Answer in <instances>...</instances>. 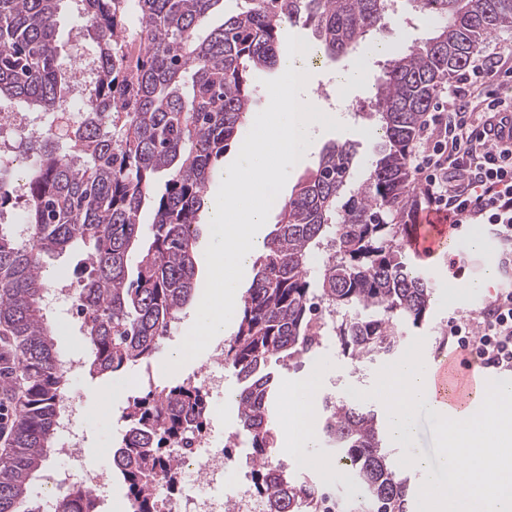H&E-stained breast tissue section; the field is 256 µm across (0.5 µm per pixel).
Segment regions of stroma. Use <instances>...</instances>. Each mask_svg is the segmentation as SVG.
<instances>
[{
	"label": "stroma",
	"instance_id": "stroma-1",
	"mask_svg": "<svg viewBox=\"0 0 512 512\" xmlns=\"http://www.w3.org/2000/svg\"><path fill=\"white\" fill-rule=\"evenodd\" d=\"M438 19L430 14H411L393 20L386 28L378 31L374 40L391 45L393 55H403L409 46L426 41L433 37L438 26ZM83 26L82 19L77 15L72 0H62L57 16V45L59 60L63 68H70L77 58L74 43L75 34ZM382 58L371 52L369 43H361L349 56L332 59L319 58L317 63L310 66L309 82L311 86L319 84H333L334 74L337 70L348 68L351 65H360L364 76L360 85L347 88L339 93L341 103L348 105V113L342 114L343 130L327 131L316 129L313 144L307 159L299 166L293 167L284 186L285 191H292L294 185L317 161L322 148L334 141H351L358 147V166L366 168L375 155V147L379 141L374 129L376 123L369 119L368 113L372 109L370 91L382 75ZM466 258L465 272L461 279L465 282H480L485 288L486 298H493L498 289L505 283L503 273L489 275V258L484 252L462 244L457 248ZM418 265L424 268L433 282V297L429 316L425 323L417 327L406 328L403 333L404 343H411L414 338L424 340L423 352L430 355L448 349V324L451 320L460 317L476 316L482 309L481 304L469 301L466 292L448 290L447 254L440 253L417 260ZM194 313L193 307H186L181 313V319L172 334L165 340L161 350L153 360L150 367L134 366L118 375L90 376L83 375L71 379L70 385L79 393L88 390L112 385L113 381H138L144 372H152L154 381L160 385H175L181 383L193 374L200 372L205 364L203 357H196L186 363L173 374H165L163 364L167 356L180 344L186 335L187 323ZM320 368L318 383L323 390L336 396L349 397L352 388L369 389L376 380L380 368L379 362L359 363L349 356L343 355L335 344H327L312 357L307 358L304 364L294 362H277L272 366L278 375L280 390H287L290 386L310 377L313 368ZM121 407H114L111 417L104 418L95 415H84L83 425L88 432V447L95 451L97 466H109L111 460L105 456V448L115 444L125 430V423L121 417Z\"/></svg>",
	"mask_w": 512,
	"mask_h": 512
}]
</instances>
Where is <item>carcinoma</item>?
Segmentation results:
<instances>
[{
	"instance_id": "cac0c4a2",
	"label": "carcinoma",
	"mask_w": 512,
	"mask_h": 512,
	"mask_svg": "<svg viewBox=\"0 0 512 512\" xmlns=\"http://www.w3.org/2000/svg\"><path fill=\"white\" fill-rule=\"evenodd\" d=\"M59 2L0 0V103L58 111L75 78L58 62ZM400 2L444 24L384 61L372 103L382 138L375 159L356 182V144L323 148L281 207L224 343V367L238 380L237 435L252 449L253 490L267 512H304L300 503L312 509L323 494L321 483L297 480L278 450L270 362L315 354L325 332L343 353L383 360L405 326L425 320L433 285L407 252L422 206L409 147L438 87L489 34L512 28V0H75L98 61L84 119L63 148L50 136L22 145L29 234L12 238L0 224V336L11 337L0 389L24 385L10 451L0 456V512H39L33 483L69 388L44 310L45 257L85 248L74 309L89 375L152 362L194 295L196 214L216 161L241 141L253 72L278 61L282 26L311 27L320 49L341 57L391 22ZM216 9L224 22L199 39ZM160 172L170 178L158 192ZM208 414L204 394L184 382L129 400L116 471L134 512H157V487L172 486L181 464L175 444L201 431ZM318 441L353 470L363 490L357 512H408V479L383 451L377 411L326 397ZM93 496L76 486L55 512H93Z\"/></svg>"
}]
</instances>
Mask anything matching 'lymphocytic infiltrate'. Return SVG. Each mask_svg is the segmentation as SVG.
Instances as JSON below:
<instances>
[{
	"mask_svg": "<svg viewBox=\"0 0 512 512\" xmlns=\"http://www.w3.org/2000/svg\"><path fill=\"white\" fill-rule=\"evenodd\" d=\"M512 78V54L498 45L478 48L459 85L438 96L411 156L417 186L436 213L454 224H482L501 243L503 267L512 266V149L492 138L512 134V99L495 85ZM458 349L483 364L512 370V289L502 288L477 317L449 327Z\"/></svg>",
	"mask_w": 512,
	"mask_h": 512,
	"instance_id": "1",
	"label": "lymphocytic infiltrate"
}]
</instances>
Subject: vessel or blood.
<instances>
[{
	"label": "vessel or blood",
	"instance_id": "vessel-or-blood-1",
	"mask_svg": "<svg viewBox=\"0 0 512 512\" xmlns=\"http://www.w3.org/2000/svg\"><path fill=\"white\" fill-rule=\"evenodd\" d=\"M466 233L463 226L450 224L448 219L430 215L409 241L418 255L448 251ZM434 379L435 399L442 402L447 415L453 416L470 409L476 399L484 398L489 380L512 388V374H498L484 369L477 361L465 360L462 352L452 350L436 354L430 367Z\"/></svg>",
	"mask_w": 512,
	"mask_h": 512
}]
</instances>
